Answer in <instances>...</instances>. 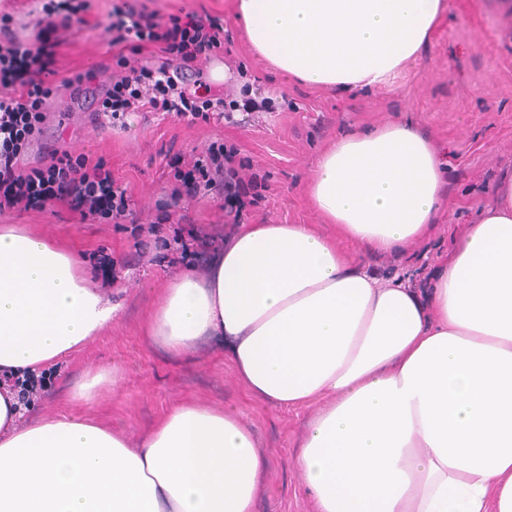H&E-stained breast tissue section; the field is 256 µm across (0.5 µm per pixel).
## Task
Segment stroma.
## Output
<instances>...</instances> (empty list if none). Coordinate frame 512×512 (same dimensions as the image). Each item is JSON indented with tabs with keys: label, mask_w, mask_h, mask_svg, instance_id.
<instances>
[{
	"label": "stroma",
	"mask_w": 512,
	"mask_h": 512,
	"mask_svg": "<svg viewBox=\"0 0 512 512\" xmlns=\"http://www.w3.org/2000/svg\"><path fill=\"white\" fill-rule=\"evenodd\" d=\"M444 2L429 42L394 85L325 90L269 68L244 36L236 0H150V8L163 15L204 10L223 18L227 43L218 62L227 78L212 90L236 101L232 122L190 125L132 112L124 128L99 126L93 99L112 78L99 72L81 96L57 88L22 163L37 164L55 148L104 159L127 186L139 221L146 224L170 193V157L191 158L216 140L232 143L269 175L268 199L247 216V223L314 224L330 235L332 225L324 223L306 192L320 152L346 132L400 120L427 136L442 154L448 204L432 229L405 253L371 259L369 267L382 279L409 272L417 281L428 280L465 226L492 201L503 175L512 172V16L497 9V0ZM111 7L112 0H93L90 27L67 32L57 50L60 74L111 62L112 34L106 29ZM187 214L189 223L164 225L161 237L148 236L140 244L131 225L82 224L60 207L0 215V225H25L73 254L93 284L101 282L93 254H108L116 263L111 292L117 316L87 344L42 370L45 388L26 404L24 414L101 418L134 440L185 401L233 408L256 430L269 458L256 512H314L290 458L315 407L283 409L255 401L238 383L217 340L203 341L186 356L172 359L144 334L162 289L185 269L172 263L164 239L192 227L204 232L225 227L220 201L192 204ZM97 369L111 371L113 382L103 384L92 401L71 400L85 373Z\"/></svg>",
	"instance_id": "1"
}]
</instances>
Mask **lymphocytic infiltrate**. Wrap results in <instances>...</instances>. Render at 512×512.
Wrapping results in <instances>:
<instances>
[{"label":"lymphocytic infiltrate","mask_w":512,"mask_h":512,"mask_svg":"<svg viewBox=\"0 0 512 512\" xmlns=\"http://www.w3.org/2000/svg\"><path fill=\"white\" fill-rule=\"evenodd\" d=\"M90 7V0H60L56 5L48 0L30 42L20 38L13 14L0 11V214L60 206L83 222H129L135 234H152L158 225L170 223L180 204L216 196L224 201L228 223H239L244 212L266 200L268 176L240 158L236 146L222 142H213L204 154L172 162L170 202L146 227L137 225L127 188L104 160L57 148L38 165H21L54 92L49 81L54 34L84 25ZM109 27L118 71L98 100L97 123L114 126L130 112H156L191 124L224 118V99L190 91L182 80L183 71L198 69L223 53L220 18L199 13L163 16L145 0H114ZM146 50L160 58V65L130 64V56Z\"/></svg>","instance_id":"1"}]
</instances>
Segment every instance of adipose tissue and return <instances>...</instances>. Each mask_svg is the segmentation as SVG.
<instances>
[{
  "label": "adipose tissue",
  "instance_id": "obj_1",
  "mask_svg": "<svg viewBox=\"0 0 512 512\" xmlns=\"http://www.w3.org/2000/svg\"><path fill=\"white\" fill-rule=\"evenodd\" d=\"M441 8L238 3L260 56L329 89L393 85ZM443 165L407 124L337 138L307 186L335 236L240 227L205 278L163 288L145 324L174 355L223 337L258 401L318 404L292 460L316 512H512V175L426 286L380 281L364 261L426 232ZM116 313L67 251L0 226V512H255L268 462L234 409L183 402L135 442L91 417L21 423L8 380L78 349Z\"/></svg>",
  "mask_w": 512,
  "mask_h": 512
}]
</instances>
